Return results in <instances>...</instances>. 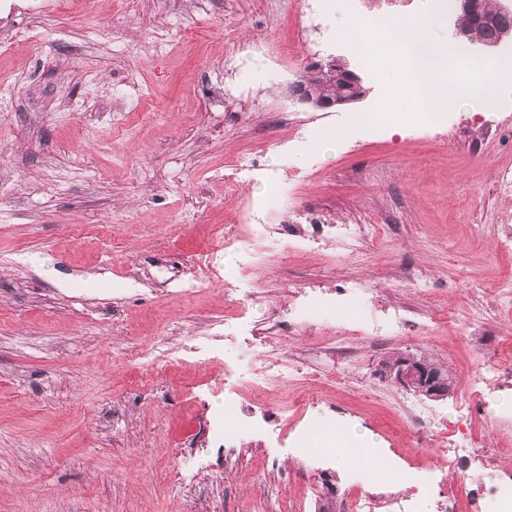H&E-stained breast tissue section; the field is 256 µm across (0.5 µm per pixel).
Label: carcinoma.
<instances>
[{
  "label": "carcinoma",
  "mask_w": 512,
  "mask_h": 512,
  "mask_svg": "<svg viewBox=\"0 0 512 512\" xmlns=\"http://www.w3.org/2000/svg\"><path fill=\"white\" fill-rule=\"evenodd\" d=\"M469 10L459 0H448V9L458 11L456 35L474 44L495 47L512 38V7L495 5L494 0H474ZM299 79L307 83L320 101H331L348 93V85L338 74L322 73L304 68Z\"/></svg>",
  "instance_id": "carcinoma-1"
}]
</instances>
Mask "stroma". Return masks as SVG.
I'll return each instance as SVG.
<instances>
[{
	"label": "stroma",
	"mask_w": 512,
	"mask_h": 512,
	"mask_svg": "<svg viewBox=\"0 0 512 512\" xmlns=\"http://www.w3.org/2000/svg\"><path fill=\"white\" fill-rule=\"evenodd\" d=\"M389 0H0V512H323L315 478L299 462L271 466L274 450L244 435L224 462L215 431L225 397L244 421L279 425L284 406L251 391L258 348L247 334L310 283L336 292L312 331L289 334V361L327 346L337 330L374 323L373 305L340 285L364 280L379 300L434 324L413 335L356 338L339 357L342 381L310 393L331 397L335 420L361 431L392 463L418 471L440 493L465 495L467 480L442 476L444 449L425 436L468 401L470 376L512 359V106L467 109L441 123L366 126L385 85L366 65L357 23ZM336 57L367 89L328 111L293 102L288 86L312 58ZM340 135L335 151L316 140ZM250 150L263 168L224 183L226 157ZM308 163L296 164L299 153ZM292 173L285 190L269 173ZM260 207L269 226L386 223L388 236L342 257L320 239L286 248L262 241L269 268L241 279L253 305L243 334L223 330L224 284L233 266L217 228ZM415 280L403 282V266ZM481 328L466 335L470 314ZM214 357L164 364L149 386L131 377L126 353L158 337ZM400 352L429 353L455 378L412 428L406 389L378 372ZM477 433L512 458V405L473 402ZM197 470L174 472L184 455Z\"/></svg>",
	"instance_id": "stroma-1"
}]
</instances>
